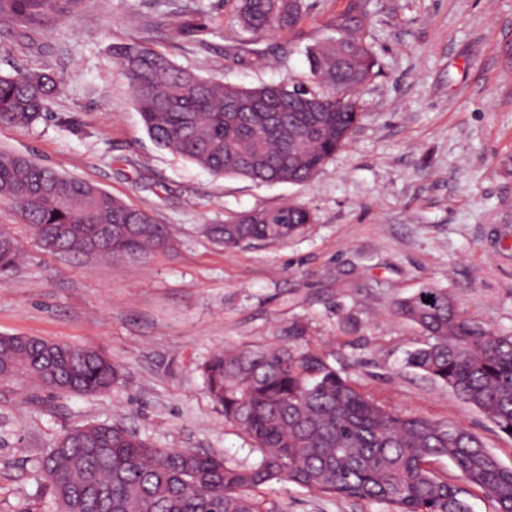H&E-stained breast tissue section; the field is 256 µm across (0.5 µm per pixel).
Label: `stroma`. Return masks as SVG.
Masks as SVG:
<instances>
[{
	"instance_id": "stroma-1",
	"label": "stroma",
	"mask_w": 512,
	"mask_h": 512,
	"mask_svg": "<svg viewBox=\"0 0 512 512\" xmlns=\"http://www.w3.org/2000/svg\"><path fill=\"white\" fill-rule=\"evenodd\" d=\"M293 31L239 29L224 0H84L78 15L0 26V73L63 82L45 119L0 122V151L95 184L166 225L170 251L119 263L44 251L19 215L0 225L25 258L0 283V335L103 348L109 392L51 395L0 383V512L46 507L35 460L67 429L108 422L161 448L242 459L249 442L212 404L200 371L230 346L283 343L301 320L336 369L403 414L448 419L512 467V437L404 365L426 338L397 299L448 289L474 321L512 334V0H368L377 74L349 144L309 183L218 177L157 147L113 52L137 40L201 77L246 88L308 82L306 47L345 0H306ZM199 24L178 35L185 21ZM310 224L285 242L224 247L206 228L283 204ZM271 512H387L291 483L260 489Z\"/></svg>"
}]
</instances>
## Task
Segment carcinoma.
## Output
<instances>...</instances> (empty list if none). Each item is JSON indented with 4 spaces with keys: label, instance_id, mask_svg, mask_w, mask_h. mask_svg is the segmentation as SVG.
Returning a JSON list of instances; mask_svg holds the SVG:
<instances>
[{
    "label": "carcinoma",
    "instance_id": "obj_1",
    "mask_svg": "<svg viewBox=\"0 0 512 512\" xmlns=\"http://www.w3.org/2000/svg\"><path fill=\"white\" fill-rule=\"evenodd\" d=\"M239 27L291 31L304 0H230ZM81 0H0V24H32ZM366 0H348L327 22V40L305 50L310 79L244 88L203 78L137 42L116 47L148 135L163 149L217 176L257 183H307L344 148L362 118L359 89L375 75L365 40ZM61 86L46 71L0 74V122L44 118ZM17 211L56 254L137 258L171 246L168 229L144 210L29 157L0 152V206ZM311 221L291 204L255 210L208 235L226 247L286 241ZM21 245L0 228V278ZM427 337L406 365L450 389L512 436V336L465 317L446 288L425 285L394 303ZM308 325L283 330L281 346H237L201 365L213 405L253 444L257 460L189 448H159L115 424L62 434L34 467L55 512H263L254 495L288 482L329 497L371 500L388 512H471V490L512 512V467L457 422L404 415L366 393L308 342ZM120 371L100 349L35 336H0V382L24 378L50 392L106 393ZM448 460L455 479L432 467Z\"/></svg>",
    "mask_w": 512,
    "mask_h": 512
}]
</instances>
